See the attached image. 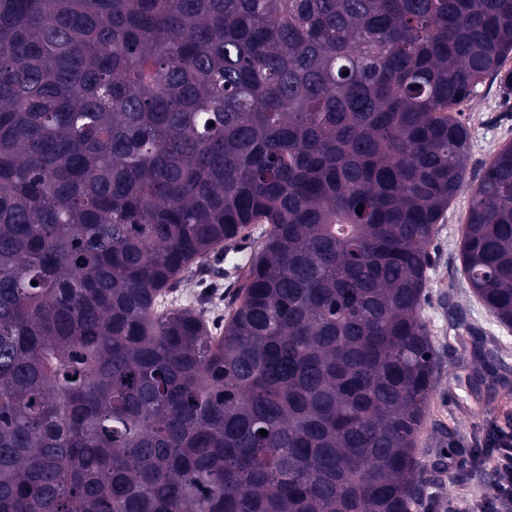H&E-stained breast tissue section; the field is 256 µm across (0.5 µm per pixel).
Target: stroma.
I'll use <instances>...</instances> for the list:
<instances>
[{
  "label": "stroma",
  "mask_w": 512,
  "mask_h": 512,
  "mask_svg": "<svg viewBox=\"0 0 512 512\" xmlns=\"http://www.w3.org/2000/svg\"><path fill=\"white\" fill-rule=\"evenodd\" d=\"M461 118L471 132L468 171L482 174L492 155L504 143L512 142V112L507 111L505 98L497 83L486 82L474 98L461 107ZM469 191H461L442 221L430 246L433 272L428 283L427 300L422 314L439 352L441 371L431 400V415L417 444L427 453L429 463L436 464L448 456L469 458L484 447L488 434L495 430L512 432V394L475 398L460 377L464 359V342L450 329V311L459 308L467 313V323L478 336L497 337L512 380V328L497 322L471 292L459 259ZM493 463L481 462V473L475 479L458 483L443 472L437 473L430 498H468L481 501L492 497L494 486L489 482Z\"/></svg>",
  "instance_id": "obj_1"
}]
</instances>
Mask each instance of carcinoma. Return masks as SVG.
I'll return each mask as SVG.
<instances>
[{"label":"carcinoma","instance_id":"cac0c4a2","mask_svg":"<svg viewBox=\"0 0 512 512\" xmlns=\"http://www.w3.org/2000/svg\"><path fill=\"white\" fill-rule=\"evenodd\" d=\"M511 57L512 0H0V512L422 504L466 186L463 272L512 327V142L471 178L454 115ZM239 235L215 336L174 293Z\"/></svg>","mask_w":512,"mask_h":512}]
</instances>
